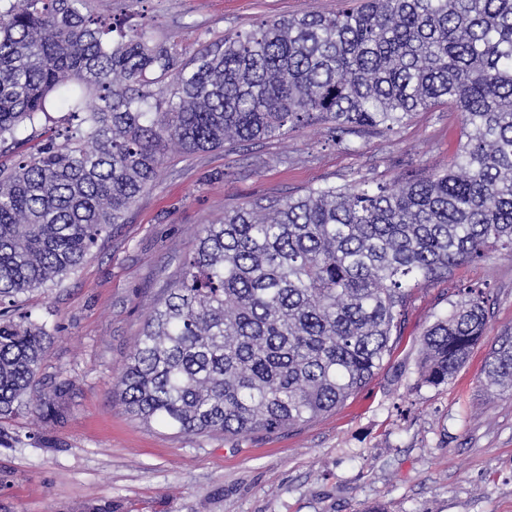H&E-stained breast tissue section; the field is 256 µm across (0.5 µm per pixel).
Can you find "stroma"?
<instances>
[{"mask_svg":"<svg viewBox=\"0 0 512 512\" xmlns=\"http://www.w3.org/2000/svg\"><path fill=\"white\" fill-rule=\"evenodd\" d=\"M108 24L144 25L186 49L300 11L335 13L339 0H93ZM460 115L417 113L394 134L366 133L347 151L322 125L236 149L169 150L159 183L113 225L61 286L22 295L53 329L39 378L69 380L68 410L38 427L0 422V512H512V396L482 383L485 357L512 330V252L495 250L451 279L414 288L392 351L332 414L275 434L192 437L131 418L114 389L161 290L175 279L201 225L256 198L366 179L389 187L446 167ZM490 305L485 338L448 383H420L426 328L460 288ZM48 442L33 445L27 432Z\"/></svg>","mask_w":512,"mask_h":512,"instance_id":"stroma-1","label":"stroma"}]
</instances>
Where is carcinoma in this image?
Masks as SVG:
<instances>
[{
    "label": "carcinoma",
    "instance_id": "cac0c4a2",
    "mask_svg": "<svg viewBox=\"0 0 512 512\" xmlns=\"http://www.w3.org/2000/svg\"><path fill=\"white\" fill-rule=\"evenodd\" d=\"M118 32V37L111 33ZM64 130L0 165V305L60 283L185 155L324 125L346 149L417 112L461 114L448 167L390 189L329 183L258 198L204 224L117 382L131 418L238 437L335 411L391 352L419 283L512 250V0H359L261 22L189 54L144 26L115 30L90 0H0V145ZM482 291H458L422 339L419 377L445 384L485 333ZM51 331L0 311V419L62 416L35 396ZM484 385L512 390V333Z\"/></svg>",
    "mask_w": 512,
    "mask_h": 512
}]
</instances>
